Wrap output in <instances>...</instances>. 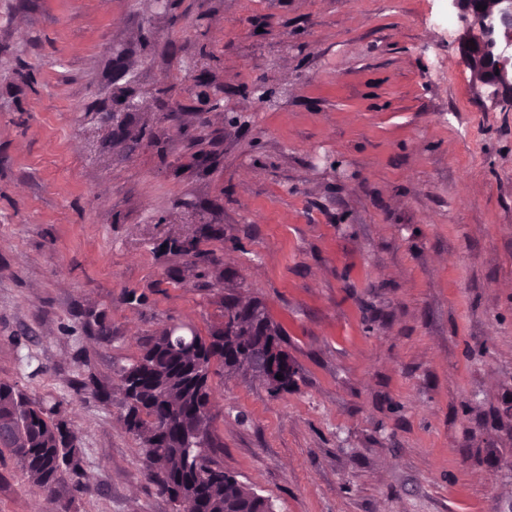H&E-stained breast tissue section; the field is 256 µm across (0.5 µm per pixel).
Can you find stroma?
Listing matches in <instances>:
<instances>
[{
	"instance_id": "1",
	"label": "stroma",
	"mask_w": 512,
	"mask_h": 512,
	"mask_svg": "<svg viewBox=\"0 0 512 512\" xmlns=\"http://www.w3.org/2000/svg\"><path fill=\"white\" fill-rule=\"evenodd\" d=\"M445 12L0 0V381L78 434L74 512H175L119 374L167 326L208 335L230 294L298 369L277 393L211 379L217 458L274 512H512V111ZM203 224L213 288L163 248ZM59 510L0 463V512Z\"/></svg>"
}]
</instances>
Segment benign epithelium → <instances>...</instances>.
I'll use <instances>...</instances> for the list:
<instances>
[{
  "label": "benign epithelium",
  "instance_id": "obj_1",
  "mask_svg": "<svg viewBox=\"0 0 512 512\" xmlns=\"http://www.w3.org/2000/svg\"><path fill=\"white\" fill-rule=\"evenodd\" d=\"M448 10L459 26L457 47L464 60L490 72L482 82L491 90L495 105L512 110V0H448ZM285 363L269 359L263 370L267 383L276 387Z\"/></svg>",
  "mask_w": 512,
  "mask_h": 512
}]
</instances>
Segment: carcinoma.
Masks as SVG:
<instances>
[{"label":"carcinoma","mask_w":512,"mask_h":512,"mask_svg":"<svg viewBox=\"0 0 512 512\" xmlns=\"http://www.w3.org/2000/svg\"><path fill=\"white\" fill-rule=\"evenodd\" d=\"M199 233L173 237L167 248L185 257L198 276L218 282L224 276L220 262L199 243L221 229L203 224ZM221 305L224 321L209 335L166 328L121 369L123 423L142 443L147 478L178 512L185 507L190 512H272L268 499L225 473L215 458L219 444L206 404L214 366L228 375L243 373L242 363L255 348L290 356L282 328L260 300L230 295ZM0 431V459H16L25 477L48 495L59 496L65 476L78 473L80 441L61 412L2 382Z\"/></svg>","instance_id":"cac0c4a2"}]
</instances>
